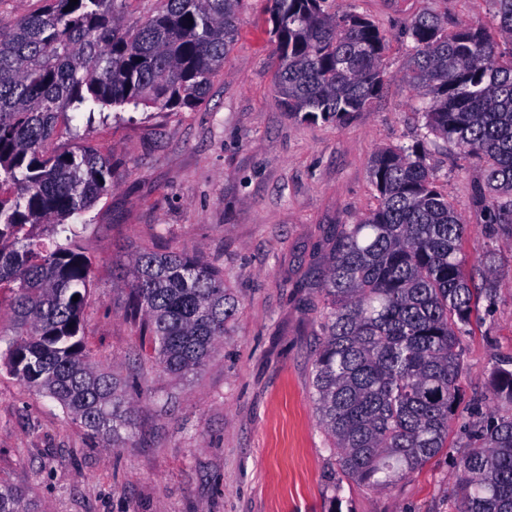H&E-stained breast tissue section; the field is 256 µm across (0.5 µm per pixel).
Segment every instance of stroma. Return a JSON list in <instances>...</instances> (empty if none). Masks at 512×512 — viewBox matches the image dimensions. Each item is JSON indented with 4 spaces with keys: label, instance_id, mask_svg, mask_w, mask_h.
Returning a JSON list of instances; mask_svg holds the SVG:
<instances>
[{
    "label": "stroma",
    "instance_id": "obj_1",
    "mask_svg": "<svg viewBox=\"0 0 512 512\" xmlns=\"http://www.w3.org/2000/svg\"><path fill=\"white\" fill-rule=\"evenodd\" d=\"M385 33L393 79L342 125L291 118L277 102L265 0H244L238 36L196 107H142L95 122L87 140L112 161L111 189L68 219L93 262L84 310L91 360L135 383L138 432L117 448L0 369V484L39 512H455L457 459L497 409L489 373L512 357V223L484 221V171L440 139L425 145L469 227V262L498 259L499 299L460 341L463 410L453 449L380 490L337 472L314 405L319 290L333 226L376 204L369 161L418 138L419 99L399 80L406 30L422 12L493 26L488 0H329ZM146 247L197 254L224 271L235 309L205 366L184 377L137 362L140 336L120 278Z\"/></svg>",
    "mask_w": 512,
    "mask_h": 512
}]
</instances>
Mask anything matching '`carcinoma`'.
I'll return each mask as SVG.
<instances>
[{"label":"carcinoma","instance_id":"1","mask_svg":"<svg viewBox=\"0 0 512 512\" xmlns=\"http://www.w3.org/2000/svg\"><path fill=\"white\" fill-rule=\"evenodd\" d=\"M126 2L45 0L0 30V289L11 311L0 361L114 448L133 434V397L89 360L92 262L57 229L112 188L114 170L89 146L49 144L69 111L196 106L224 66L242 0H159L132 25L122 22ZM270 3L284 111L338 123L368 111L391 80L378 25L331 13L327 0ZM489 3L495 32L434 11L416 16L403 81L423 97L424 136L483 166L488 222L511 224L512 0ZM369 171L377 205L333 229L313 388L340 473L382 489L448 448L461 400L459 337L479 301L494 307L498 291L492 254L480 261L482 287H471L468 226L423 144L381 148ZM126 274L140 356L175 375L200 368L234 312L224 273L195 255L144 250ZM491 377L493 396L512 407V358ZM474 436L457 462L458 512H512V412L487 416ZM24 498L0 484V512H36L21 508Z\"/></svg>","mask_w":512,"mask_h":512}]
</instances>
